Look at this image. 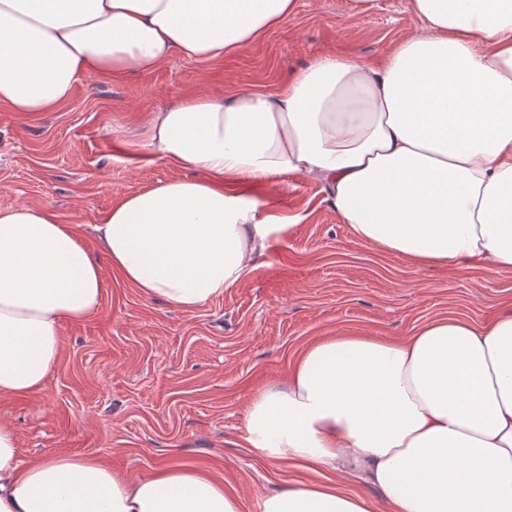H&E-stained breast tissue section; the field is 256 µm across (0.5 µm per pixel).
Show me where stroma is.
I'll return each instance as SVG.
<instances>
[{
  "instance_id": "obj_1",
  "label": "stroma",
  "mask_w": 512,
  "mask_h": 512,
  "mask_svg": "<svg viewBox=\"0 0 512 512\" xmlns=\"http://www.w3.org/2000/svg\"><path fill=\"white\" fill-rule=\"evenodd\" d=\"M377 3L355 16L347 0H299L293 18L224 60L177 54L144 74L88 76L50 112L0 108V208L51 206L101 250L100 213L178 175L146 146L152 112L187 92L274 90L327 53L382 60L417 21L409 0ZM249 193L294 224L222 297L182 310L104 269L101 310L63 324L45 389L0 397L21 460L92 455L134 478L199 468L223 476L242 512H257L266 493L314 478L268 462L242 438L251 397L283 379L309 342L336 333L400 339L448 316L485 325L512 306V271L419 266L356 243L314 179L282 177Z\"/></svg>"
}]
</instances>
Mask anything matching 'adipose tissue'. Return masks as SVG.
<instances>
[{"mask_svg":"<svg viewBox=\"0 0 512 512\" xmlns=\"http://www.w3.org/2000/svg\"><path fill=\"white\" fill-rule=\"evenodd\" d=\"M298 0H0V105L49 112L92 73L219 61ZM417 28L379 65L325 54L278 89L187 93L148 120L179 169L111 205L91 249L49 206L0 208V396L44 390L63 323L97 314L110 265L184 309L236 287L286 224L245 196L321 182L356 242L419 265L512 271V0H410ZM243 436L319 473L349 462L382 504L331 481L286 483L258 512H512V310L410 336L336 334L256 391ZM0 512H241L193 467L134 479L92 456L22 462L0 422Z\"/></svg>","mask_w":512,"mask_h":512,"instance_id":"1","label":"adipose tissue"}]
</instances>
